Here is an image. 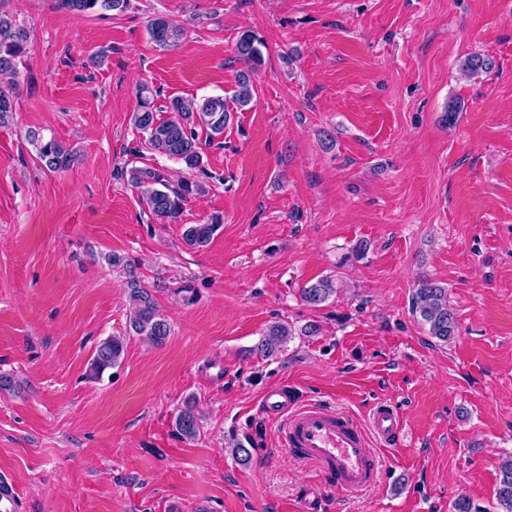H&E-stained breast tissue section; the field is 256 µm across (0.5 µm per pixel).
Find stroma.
Returning a JSON list of instances; mask_svg holds the SVG:
<instances>
[{
    "mask_svg": "<svg viewBox=\"0 0 512 512\" xmlns=\"http://www.w3.org/2000/svg\"><path fill=\"white\" fill-rule=\"evenodd\" d=\"M1 1L31 34L0 127V375L19 386L0 390V475L16 512H452L460 494L492 508L512 455V0H136L105 17ZM157 14L184 26L178 47L151 41ZM246 29L265 44L253 103L206 150L205 193L176 223L149 220L122 170L181 166L134 130L140 89L160 109L232 99ZM471 53L493 69L461 76ZM31 130L73 166H42ZM215 216L209 244L186 248L185 226ZM110 253L156 288L164 344L127 335ZM325 275L336 296L305 305ZM422 275L448 289L451 342L411 313ZM276 321L321 331L255 354ZM114 335L121 364L86 380ZM275 385L364 426L394 405L404 428L378 481L344 494L290 456L259 411ZM189 399L192 441L175 428Z\"/></svg>",
    "mask_w": 512,
    "mask_h": 512,
    "instance_id": "35a3bbf8",
    "label": "stroma"
}]
</instances>
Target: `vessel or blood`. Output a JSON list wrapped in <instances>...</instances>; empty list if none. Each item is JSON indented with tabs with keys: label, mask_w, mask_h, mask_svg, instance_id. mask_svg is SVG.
Here are the masks:
<instances>
[{
	"label": "vessel or blood",
	"mask_w": 512,
	"mask_h": 512,
	"mask_svg": "<svg viewBox=\"0 0 512 512\" xmlns=\"http://www.w3.org/2000/svg\"><path fill=\"white\" fill-rule=\"evenodd\" d=\"M262 411L280 425L281 445L298 459L318 465L336 488L358 493L373 486L382 466L378 446L400 438L396 408L376 405L368 427L338 409L301 403L293 390L272 388L262 398Z\"/></svg>",
	"instance_id": "1"
}]
</instances>
